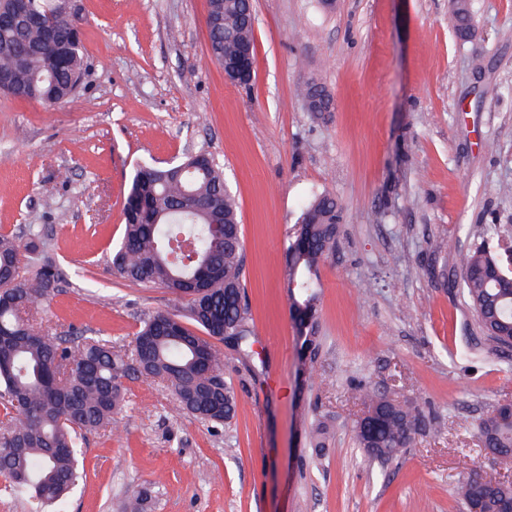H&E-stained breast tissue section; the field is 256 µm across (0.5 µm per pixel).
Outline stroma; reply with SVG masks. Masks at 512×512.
I'll list each match as a JSON object with an SVG mask.
<instances>
[{"label":"stroma","instance_id":"obj_1","mask_svg":"<svg viewBox=\"0 0 512 512\" xmlns=\"http://www.w3.org/2000/svg\"><path fill=\"white\" fill-rule=\"evenodd\" d=\"M84 76L73 100L0 93V231L38 225L62 278L36 319L130 348L142 322L182 314L164 288L112 269L136 169L208 153L238 204L256 371L221 342L238 412L216 426L128 370L116 429L86 435L62 504L0 493V512H463L471 473L512 481L480 423L512 403V349L482 333L458 252L512 226V0H252L254 71L236 86L209 53L208 0H79ZM321 82L329 112L299 86ZM344 207L317 276L319 353L300 371L284 253L321 191ZM281 385L271 388L272 375ZM373 388L421 409L431 433L382 464L353 427ZM327 417L323 454L309 428Z\"/></svg>","mask_w":512,"mask_h":512}]
</instances>
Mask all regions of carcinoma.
Instances as JSON below:
<instances>
[{
    "label": "carcinoma",
    "mask_w": 512,
    "mask_h": 512,
    "mask_svg": "<svg viewBox=\"0 0 512 512\" xmlns=\"http://www.w3.org/2000/svg\"><path fill=\"white\" fill-rule=\"evenodd\" d=\"M223 19L209 33L210 53L224 57L253 46L248 0H208ZM36 18L0 22V74L12 75L26 100L58 104L71 99L82 76V40L70 15L54 0H30ZM144 165L137 169L123 204V235L112 251V269L143 287H162L187 300L183 315L158 313L134 338L131 359L147 377L167 382L175 408L214 425L230 422L237 402L224 382V354L216 342L233 341L253 357V329L245 299L244 242L234 196L216 165ZM343 207L323 192L302 210L295 240L285 251L286 288L297 316L301 354L312 372L318 347L315 315L320 260L336 250ZM41 230L24 236L0 233V476L3 491L28 490L36 504H61L83 477L80 446L86 434L118 423L124 394L126 353L99 337L55 336L36 323L30 307L47 301L61 280L43 256ZM467 300L486 338H512V270L483 246L460 258ZM381 413L369 427H354L355 441L386 462L409 447L422 430L419 413L384 393H366ZM484 447L512 453V415L481 427ZM512 498V484L486 495L482 512Z\"/></svg>",
    "instance_id": "1"
}]
</instances>
